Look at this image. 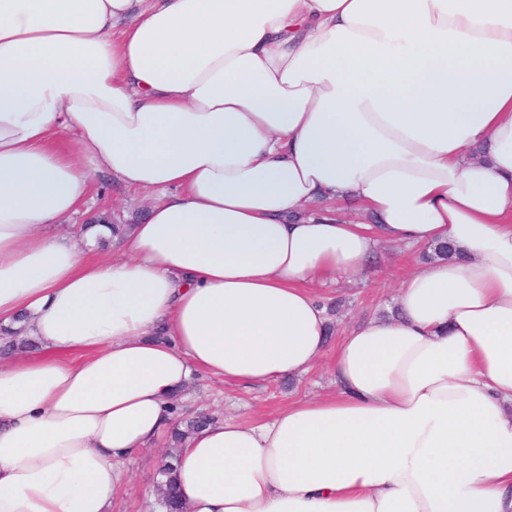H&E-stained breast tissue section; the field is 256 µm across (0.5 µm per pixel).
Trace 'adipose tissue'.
<instances>
[{
  "mask_svg": "<svg viewBox=\"0 0 512 512\" xmlns=\"http://www.w3.org/2000/svg\"><path fill=\"white\" fill-rule=\"evenodd\" d=\"M85 159L158 195L112 263L53 231ZM381 241L456 255L334 394L186 438L191 512H512V0H0V512H112L196 376L310 372Z\"/></svg>",
  "mask_w": 512,
  "mask_h": 512,
  "instance_id": "adipose-tissue-1",
  "label": "adipose tissue"
}]
</instances>
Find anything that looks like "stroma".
Returning <instances> with one entry per match:
<instances>
[{
    "mask_svg": "<svg viewBox=\"0 0 512 512\" xmlns=\"http://www.w3.org/2000/svg\"><path fill=\"white\" fill-rule=\"evenodd\" d=\"M155 202L153 194L129 190L97 170L90 173L89 191L82 210L62 224L55 233L70 236L78 233L93 213L110 216L121 224L137 223L148 214ZM419 248H404L387 242L379 243L365 275L341 276L333 281L314 283L313 288L330 309L329 345L353 326L371 316L390 315L397 305L398 274L403 263H417ZM327 362H319L301 377L284 378L252 388L222 383L206 377L192 382L183 396L188 406L224 416L255 421L274 415L288 401L298 397L316 398L335 392ZM168 452L167 438H159L126 465V479L113 501L112 512H153L157 488L161 481L159 460Z\"/></svg>",
    "mask_w": 512,
    "mask_h": 512,
    "instance_id": "35a3bbf8",
    "label": "stroma"
}]
</instances>
